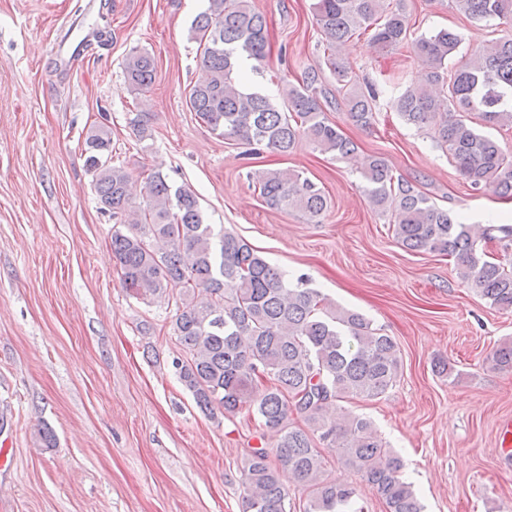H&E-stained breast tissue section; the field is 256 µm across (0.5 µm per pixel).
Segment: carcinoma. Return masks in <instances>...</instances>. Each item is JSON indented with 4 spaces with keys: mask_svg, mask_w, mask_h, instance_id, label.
<instances>
[{
    "mask_svg": "<svg viewBox=\"0 0 512 512\" xmlns=\"http://www.w3.org/2000/svg\"><path fill=\"white\" fill-rule=\"evenodd\" d=\"M451 2L478 30L512 25V0ZM312 9L335 88L316 69L285 86L280 104L242 88L239 59L255 61V72L267 58L266 18L250 0H208L189 29L201 49L202 69L188 92L190 110L226 140L282 155L302 139L325 153H356V143L328 120L326 108L341 99L350 119L368 128L379 91L353 87L351 68L338 49L368 31L378 48H396L410 36V14L388 0H316ZM461 43L452 29L414 39L421 78L388 104L407 124L432 130L473 189L512 198V159L471 120L475 112L485 125L512 126V35L481 41L467 61L450 69L448 60ZM155 71L146 52L134 51L126 59L127 82L136 91L153 84ZM84 153L100 210L116 219L110 249L124 288L142 300L176 294L172 329L183 355L173 365L182 385L210 419L246 412L279 435L275 454L255 448L243 467L245 512H291L286 479L308 491L304 512H362L356 488L326 474L319 442L335 452L341 468L377 492L388 512H423L411 484L402 479L403 459L370 420L346 411L334 421L327 417L337 401L376 399L396 385L402 357L393 338L306 287L305 278L289 281L244 240L203 223L197 196L162 173L145 177L143 204L133 206L129 174L111 164L112 138L103 128L90 129ZM362 173L374 209L395 202L397 243L455 259L469 288L491 307L512 311V267L486 252L495 241L505 248L512 244V225L457 222L412 183L394 176L378 156L365 158ZM249 178L272 208L311 218L327 210L322 189L300 173L271 169ZM484 363L512 372V341L498 344Z\"/></svg>",
    "mask_w": 512,
    "mask_h": 512,
    "instance_id": "carcinoma-1",
    "label": "carcinoma"
}]
</instances>
